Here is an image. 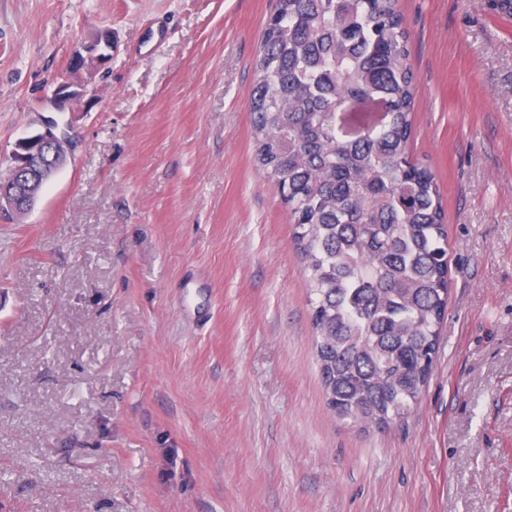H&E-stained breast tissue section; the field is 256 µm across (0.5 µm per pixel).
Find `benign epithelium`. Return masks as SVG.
Segmentation results:
<instances>
[{
  "label": "benign epithelium",
  "mask_w": 512,
  "mask_h": 512,
  "mask_svg": "<svg viewBox=\"0 0 512 512\" xmlns=\"http://www.w3.org/2000/svg\"><path fill=\"white\" fill-rule=\"evenodd\" d=\"M115 44L112 35L104 32L84 46V52L73 57L70 71L59 78L47 101L63 111L66 107L93 96L94 88L77 74L94 70L112 60ZM78 147L69 128H61L53 120L42 123V130L18 140L9 156L10 176L0 182V221H17L37 204V188L52 179L61 161L70 158Z\"/></svg>",
  "instance_id": "1"
}]
</instances>
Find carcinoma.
Instances as JSON below:
<instances>
[{"mask_svg": "<svg viewBox=\"0 0 512 512\" xmlns=\"http://www.w3.org/2000/svg\"><path fill=\"white\" fill-rule=\"evenodd\" d=\"M399 0H275L251 94L254 163L284 197L330 409L385 429L418 403L448 307L439 185L412 157Z\"/></svg>", "mask_w": 512, "mask_h": 512, "instance_id": "carcinoma-1", "label": "carcinoma"}]
</instances>
